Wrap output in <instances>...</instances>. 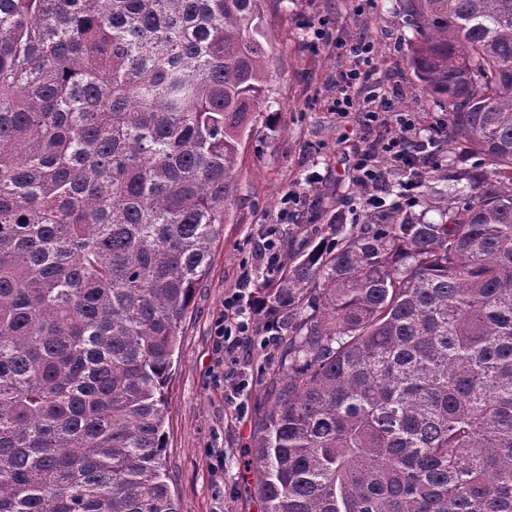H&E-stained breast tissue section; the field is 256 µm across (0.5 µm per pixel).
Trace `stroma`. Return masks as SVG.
<instances>
[{
    "label": "stroma",
    "instance_id": "stroma-1",
    "mask_svg": "<svg viewBox=\"0 0 512 512\" xmlns=\"http://www.w3.org/2000/svg\"><path fill=\"white\" fill-rule=\"evenodd\" d=\"M261 9L273 53L271 110L243 141L237 202L195 289L166 388L164 462L180 512L261 510L250 492L255 477L242 450L253 435L268 374L279 363V344L258 335L228 354L215 332L224 299L239 281L248 275L258 286L268 279L263 267L252 263L259 234L274 227L287 256L308 240L312 225L334 218L348 227L364 221V213L353 207V158L385 129L346 125L328 111L334 80L346 65L340 42L362 35L373 43V66L360 96L401 100L424 125L448 117L444 104L420 90L406 64L413 33L399 0H263ZM322 18L328 36L317 43L308 25ZM311 173L318 183L306 184ZM291 187L305 192L306 205L281 224L280 198Z\"/></svg>",
    "mask_w": 512,
    "mask_h": 512
}]
</instances>
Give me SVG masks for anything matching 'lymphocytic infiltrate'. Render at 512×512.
<instances>
[{"label": "lymphocytic infiltrate", "mask_w": 512, "mask_h": 512, "mask_svg": "<svg viewBox=\"0 0 512 512\" xmlns=\"http://www.w3.org/2000/svg\"><path fill=\"white\" fill-rule=\"evenodd\" d=\"M344 53L347 65L336 79L330 110L341 119L353 118L368 125L380 122L387 128L385 141L367 145L355 155L353 168L362 188L360 208L367 213L382 208L385 203L383 195L394 179L403 183L406 201L415 202L420 171L436 162L430 146L441 132L442 125L435 122L423 131L412 113L374 111L367 100L355 93L367 76L373 57L372 44L364 39L353 40L345 43ZM251 283V278H243L235 291L224 299V313L215 330L224 339L225 352L239 350L241 337L253 333L255 320L263 311L257 292L250 289Z\"/></svg>", "instance_id": "obj_1"}]
</instances>
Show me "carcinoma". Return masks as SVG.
I'll return each instance as SVG.
<instances>
[{
	"mask_svg": "<svg viewBox=\"0 0 512 512\" xmlns=\"http://www.w3.org/2000/svg\"><path fill=\"white\" fill-rule=\"evenodd\" d=\"M261 2L0 0V512H180L165 388L270 109ZM401 8L463 187L261 285L263 512H512V0Z\"/></svg>",
	"mask_w": 512,
	"mask_h": 512,
	"instance_id": "carcinoma-1",
	"label": "carcinoma"
}]
</instances>
